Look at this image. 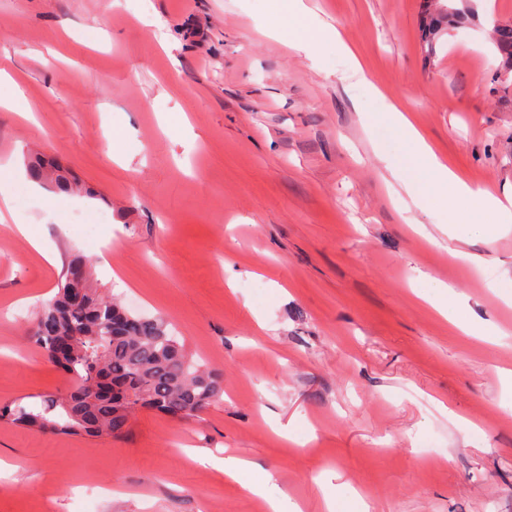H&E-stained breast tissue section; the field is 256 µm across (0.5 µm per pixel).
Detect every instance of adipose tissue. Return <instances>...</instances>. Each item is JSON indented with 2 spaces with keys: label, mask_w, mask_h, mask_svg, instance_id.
I'll return each instance as SVG.
<instances>
[{
  "label": "adipose tissue",
  "mask_w": 512,
  "mask_h": 512,
  "mask_svg": "<svg viewBox=\"0 0 512 512\" xmlns=\"http://www.w3.org/2000/svg\"><path fill=\"white\" fill-rule=\"evenodd\" d=\"M386 118L401 133L415 160L413 166L393 167L389 173L415 204L423 203L424 191L430 187L450 198L466 199L487 216L492 229L505 231L512 228L511 197L502 199L471 185L461 172L449 166L445 157L426 141L410 117L399 108H392ZM220 469L246 493L264 498L270 512H301L298 505L291 503L287 493L268 494L265 481L253 477L256 470L253 462L228 456Z\"/></svg>",
  "instance_id": "ef3b65f1"
}]
</instances>
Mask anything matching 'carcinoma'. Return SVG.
I'll list each match as a JSON object with an SVG mask.
<instances>
[{
    "label": "carcinoma",
    "mask_w": 512,
    "mask_h": 512,
    "mask_svg": "<svg viewBox=\"0 0 512 512\" xmlns=\"http://www.w3.org/2000/svg\"><path fill=\"white\" fill-rule=\"evenodd\" d=\"M459 16L451 5L428 14L432 41ZM493 45L501 60L495 73L512 72V23L498 24ZM31 177L74 191L78 181L55 161L36 160ZM91 261L67 265L54 298L33 319L31 340L71 381V390L38 401L0 404V421L44 433L114 438L126 436L138 408L189 419L222 400L221 375L189 354L164 320L134 315L115 298L90 287ZM80 335H73V330Z\"/></svg>",
    "instance_id": "obj_1"
}]
</instances>
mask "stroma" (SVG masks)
<instances>
[{"label": "stroma", "instance_id": "stroma-1", "mask_svg": "<svg viewBox=\"0 0 512 512\" xmlns=\"http://www.w3.org/2000/svg\"><path fill=\"white\" fill-rule=\"evenodd\" d=\"M305 3L340 41L288 46L278 0H0V69L23 90L0 82V159L16 222L58 256L0 226V402L69 390L29 336L75 254L224 376L200 418L140 409L122 439L0 423V512H257L193 448L257 464L302 512L332 486L360 512H512V233L384 182L410 154L394 104L473 185L512 195L490 42L512 0H454L432 45L425 0ZM34 153L92 195L47 209ZM451 210L464 239L439 230ZM445 285L447 319L428 304Z\"/></svg>", "mask_w": 512, "mask_h": 512}]
</instances>
